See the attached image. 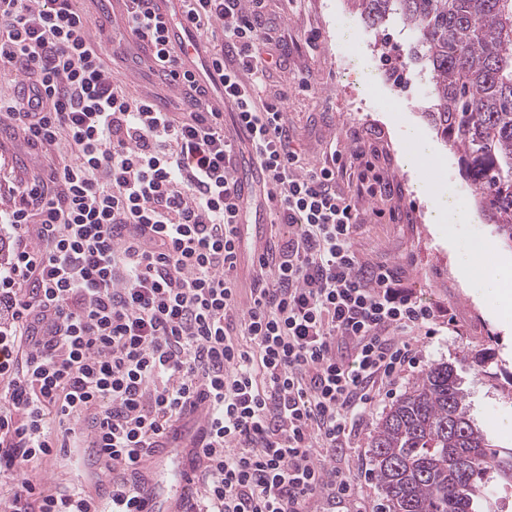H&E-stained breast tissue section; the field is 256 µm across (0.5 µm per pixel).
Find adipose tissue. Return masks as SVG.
Here are the masks:
<instances>
[{
    "mask_svg": "<svg viewBox=\"0 0 512 512\" xmlns=\"http://www.w3.org/2000/svg\"><path fill=\"white\" fill-rule=\"evenodd\" d=\"M407 138L409 150L404 162L413 175L415 190L429 200V222L452 228L471 223V212L449 194L447 175L443 168L433 162L434 146L412 129L408 130ZM490 249V243L482 241L465 250H454L455 269L462 284L474 295L500 312L510 314L512 267L487 265L485 256Z\"/></svg>",
    "mask_w": 512,
    "mask_h": 512,
    "instance_id": "adipose-tissue-1",
    "label": "adipose tissue"
}]
</instances>
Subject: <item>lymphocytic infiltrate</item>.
<instances>
[{
  "label": "lymphocytic infiltrate",
  "instance_id": "1",
  "mask_svg": "<svg viewBox=\"0 0 512 512\" xmlns=\"http://www.w3.org/2000/svg\"><path fill=\"white\" fill-rule=\"evenodd\" d=\"M264 0H182L192 31L249 130L288 239L241 290L234 233L241 207L236 144L209 90L184 70L153 0H130L128 30L148 70L180 84L183 112L115 84L72 0H0V68L25 80L0 91V121L24 144L57 150L48 178L0 193L16 237L0 268V512H139L134 468L189 405H208L194 512H361L353 479L332 465L377 383L420 364L414 330L435 310L400 270L361 261L360 212L336 191L354 169L370 195L395 191L363 152L305 162L287 92L263 96ZM92 443L98 496L19 478Z\"/></svg>",
  "mask_w": 512,
  "mask_h": 512
}]
</instances>
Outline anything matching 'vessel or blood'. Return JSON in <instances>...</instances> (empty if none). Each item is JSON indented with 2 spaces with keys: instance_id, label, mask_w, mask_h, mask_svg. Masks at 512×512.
I'll return each instance as SVG.
<instances>
[{
  "instance_id": "obj_1",
  "label": "vessel or blood",
  "mask_w": 512,
  "mask_h": 512,
  "mask_svg": "<svg viewBox=\"0 0 512 512\" xmlns=\"http://www.w3.org/2000/svg\"><path fill=\"white\" fill-rule=\"evenodd\" d=\"M158 12L167 22L169 43L181 53L186 66L197 72L201 81L213 87L210 98L213 109L221 112L230 108V101L224 98L222 79L209 64L205 45L187 30L181 0H165ZM238 179L242 208L237 234L241 237L253 235L254 243L247 265L255 270L267 258L264 233L269 208L255 204L254 199L263 194L268 176L255 160L250 159L246 162L245 171L239 172ZM206 432L202 409H194L176 435L160 439L150 455L140 462L141 480L136 487L139 512H185L201 471Z\"/></svg>"
}]
</instances>
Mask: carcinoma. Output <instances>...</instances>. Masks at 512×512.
<instances>
[{
  "label": "carcinoma",
  "instance_id": "obj_1",
  "mask_svg": "<svg viewBox=\"0 0 512 512\" xmlns=\"http://www.w3.org/2000/svg\"><path fill=\"white\" fill-rule=\"evenodd\" d=\"M351 2L368 27L409 34L410 60L429 78L430 123L512 249V0ZM368 453L384 512H495L496 488L512 487V449L492 448L446 362L392 403Z\"/></svg>",
  "mask_w": 512,
  "mask_h": 512
}]
</instances>
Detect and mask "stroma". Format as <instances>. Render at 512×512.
Instances as JSON below:
<instances>
[{"mask_svg":"<svg viewBox=\"0 0 512 512\" xmlns=\"http://www.w3.org/2000/svg\"><path fill=\"white\" fill-rule=\"evenodd\" d=\"M264 12L285 60L266 90L289 86L286 112L295 147L313 164L323 162L331 149L361 148L400 187L397 195L372 197L356 174L337 180L338 190L362 213L354 236L361 258L401 267L411 295L438 312L434 338L422 343L420 370L451 364L491 444L512 448V430L501 426L512 418V320H503L467 294L448 250V232L429 223L428 203L415 192L403 161L406 129L417 126L441 153L449 194L477 209L457 154L425 116L431 105L429 84L408 61L409 39L396 25L379 31L367 27L349 0H265ZM304 76L312 90L298 89ZM35 161L16 127L0 125V175L30 177ZM392 402V396H377L336 453L337 466L356 481L364 512H377L382 501L369 475L367 450ZM88 454V449H74L24 473L50 488L68 485L89 472Z\"/></svg>","mask_w":512,"mask_h":512,"instance_id":"obj_1","label":"stroma"}]
</instances>
